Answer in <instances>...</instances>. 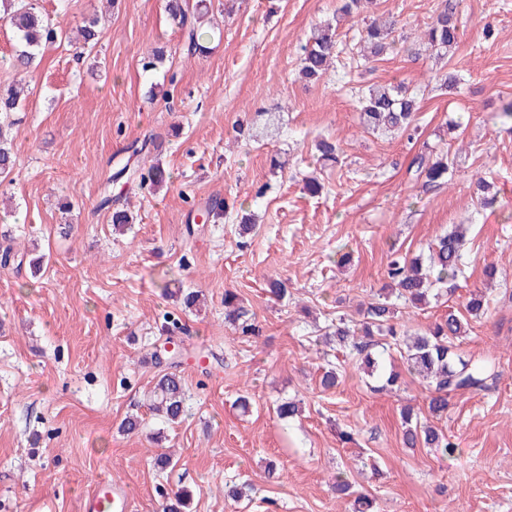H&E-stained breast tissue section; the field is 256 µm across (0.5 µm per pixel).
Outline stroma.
I'll return each instance as SVG.
<instances>
[{
  "instance_id": "35a3bbf8",
  "label": "stroma",
  "mask_w": 512,
  "mask_h": 512,
  "mask_svg": "<svg viewBox=\"0 0 512 512\" xmlns=\"http://www.w3.org/2000/svg\"><path fill=\"white\" fill-rule=\"evenodd\" d=\"M458 2L461 37L440 59L419 37L445 0H376L338 23L339 64L314 84L298 76L300 47L313 27L337 22L339 0H211L209 50L194 57L165 0H67L64 9L38 0L65 31L98 17L101 37L79 56L46 47L22 76L0 22V90L21 78L31 88L25 110L8 116L15 165L0 181V235L15 253L0 266V512H81L101 479L128 488V512H162L167 488L188 491L187 512H353L352 498L332 489L342 470L375 512H512V132L496 117L512 101V0ZM382 14L396 19L401 43L343 72L357 30ZM157 48L162 64L143 72ZM448 75L456 90L444 87ZM384 84L416 95L413 131L363 125L356 89ZM267 112L278 120L272 134ZM452 117L460 129H449ZM152 135L162 147L138 163L161 159L171 180L132 185L134 221L113 230L100 190L127 147ZM322 138L338 145L339 164L317 161ZM443 152L453 171L425 189L410 163ZM480 176L497 191L488 208L473 195ZM311 177L319 194L305 188ZM215 196L229 204L223 219L188 234ZM456 224L470 231L455 293L399 315L417 332L470 291L486 292L488 309L461 347L499 378L491 391L449 398L439 423L459 449L449 460L403 444L400 412L426 411L422 384L406 375L395 391H372L353 357L321 337L336 317L358 320L359 304L387 285L392 256L425 254ZM39 253L47 260L34 273L27 259ZM489 264L498 269L490 285ZM272 280L286 284L285 298L271 296ZM188 288L204 293L200 311L183 310ZM228 289L255 334L225 323ZM167 313L185 329L176 371L188 412L175 425L148 411ZM330 365L339 383L326 390ZM243 393L246 415L233 405ZM288 397L305 411L284 422L274 407ZM132 413L144 416L142 430L121 432ZM343 431L353 442H340ZM164 451L175 464L160 472ZM234 482L251 485L249 498L228 497Z\"/></svg>"
}]
</instances>
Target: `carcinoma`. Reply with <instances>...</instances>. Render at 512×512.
Returning a JSON list of instances; mask_svg holds the SVG:
<instances>
[{"instance_id":"1","label":"carcinoma","mask_w":512,"mask_h":512,"mask_svg":"<svg viewBox=\"0 0 512 512\" xmlns=\"http://www.w3.org/2000/svg\"><path fill=\"white\" fill-rule=\"evenodd\" d=\"M165 9L182 30L187 54L205 53L207 47L203 42L207 32L203 31L201 20L208 12L206 0H196L194 4L187 0H166ZM0 21L9 25L17 40L14 66L18 68H29L43 46L62 37V31L51 25L30 0H0ZM98 23L96 18L81 22L83 45L90 48L97 45ZM395 26V20L390 17L367 24L359 32L362 56L378 57L394 47ZM336 37L337 29L329 23L312 29L308 40L301 46L299 72L306 81L317 82L333 64V59L338 56ZM459 38L456 4L453 0H446L444 8L423 30L422 44L438 54L447 53L458 44ZM25 101L24 88H11L0 94V112H20L24 110ZM358 103L363 124L376 132H405L412 127L417 112L416 99L398 86L370 87L359 92ZM13 165L10 142L0 125V178H7ZM412 165L429 188L448 180L450 163L446 154L434 159L420 155ZM124 179L137 180L143 186H159L166 183L169 176L158 164L143 168L128 160L119 165L102 187L99 202V208L111 213L116 229L133 221V217L120 207V196L112 194V186ZM490 189L491 184L485 178L475 181L473 194L483 206L495 203ZM466 232L467 228L458 225L439 235L429 245L425 259L417 256L409 261L403 258L392 260L387 276L393 288L382 289L376 294L374 301L363 310V320L351 324L339 317L328 326L324 335L325 343L347 348L355 355L359 368L376 382L375 390H391L398 386L401 374L392 364L393 354H398L408 373L421 378L429 392V418L422 420L409 408L402 411L403 442L408 448L419 445L440 448L448 456L457 452V446L434 426L431 419L447 415L448 397L451 395L460 391H487L497 379L490 362L465 356L458 344L460 338L469 334L470 320L485 314L484 299L477 293H471L464 311L451 307L448 314L413 336L396 322V301L420 306L428 304L431 298L455 292ZM224 311L236 320L248 315L237 293L229 289L224 290ZM148 409L167 424L182 419L185 415V385L179 374L165 372L158 377ZM301 413V406L292 399L282 400L276 406V414L281 420L293 419ZM165 497L164 512H185L187 491L179 489L165 494Z\"/></svg>"}]
</instances>
